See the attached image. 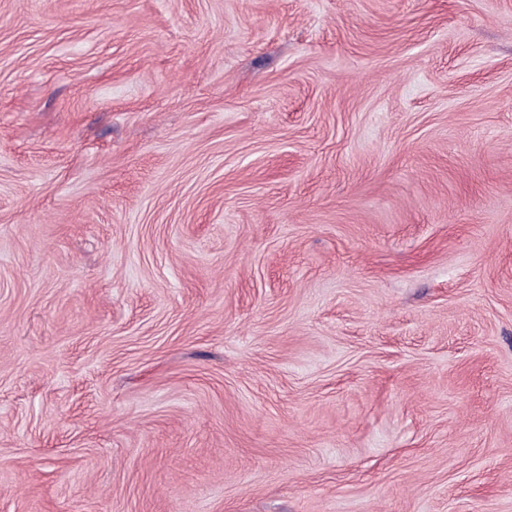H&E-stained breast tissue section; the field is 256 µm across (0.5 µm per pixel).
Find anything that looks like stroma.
I'll return each instance as SVG.
<instances>
[{
    "instance_id": "stroma-1",
    "label": "stroma",
    "mask_w": 512,
    "mask_h": 512,
    "mask_svg": "<svg viewBox=\"0 0 512 512\" xmlns=\"http://www.w3.org/2000/svg\"><path fill=\"white\" fill-rule=\"evenodd\" d=\"M0 512H512V0H0Z\"/></svg>"
}]
</instances>
